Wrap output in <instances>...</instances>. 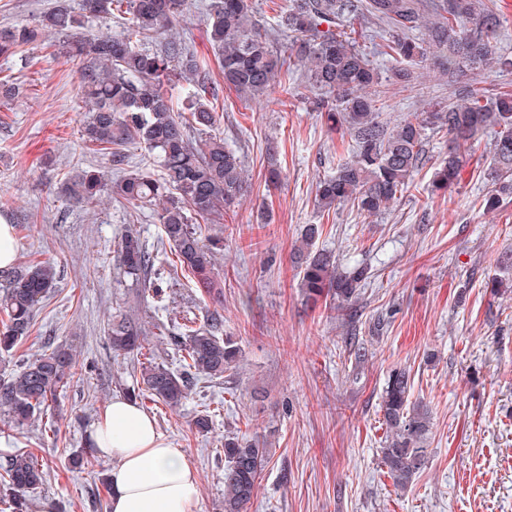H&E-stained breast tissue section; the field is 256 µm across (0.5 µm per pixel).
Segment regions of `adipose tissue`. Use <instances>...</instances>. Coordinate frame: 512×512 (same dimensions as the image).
Returning <instances> with one entry per match:
<instances>
[{
	"instance_id": "adipose-tissue-1",
	"label": "adipose tissue",
	"mask_w": 512,
	"mask_h": 512,
	"mask_svg": "<svg viewBox=\"0 0 512 512\" xmlns=\"http://www.w3.org/2000/svg\"><path fill=\"white\" fill-rule=\"evenodd\" d=\"M89 441L111 458V512H198V474L180 448L167 446L137 401L118 396L93 423Z\"/></svg>"
}]
</instances>
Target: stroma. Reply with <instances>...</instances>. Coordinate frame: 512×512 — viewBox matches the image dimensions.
Instances as JSON below:
<instances>
[{
    "label": "stroma",
    "instance_id": "obj_1",
    "mask_svg": "<svg viewBox=\"0 0 512 512\" xmlns=\"http://www.w3.org/2000/svg\"><path fill=\"white\" fill-rule=\"evenodd\" d=\"M206 2L188 0L183 36L221 87L218 132L241 158L248 182L223 226L197 229L224 237V329L239 341L243 359L230 376L199 380L179 407L139 400L165 443L184 449L195 467L200 512H224V437L236 431L267 438L270 451L248 512H512V297L494 294L490 284L512 266V200L489 213L480 207L493 188L489 137L474 141V163L448 191L429 185L448 150L444 136L431 134L413 185L385 212L368 217L348 202L322 214L316 184L351 150V135L328 129L314 107L319 90L299 71L251 102L224 88L199 23ZM353 27L382 77L385 126L428 102L457 99L435 64L422 69L419 91H406L393 76L398 64L386 53L381 24L358 20ZM53 41L48 33L15 58H0V79L22 91L0 98V220L13 226L16 265L49 260L59 275L28 337L0 357V374L65 343L76 352V375L41 421L21 429L0 413V462L22 449L46 463L32 512H102L109 495L101 478L111 459L95 455L73 470L68 458L138 373L135 356H113L107 346L113 312L135 311L155 328L175 317L202 319L213 301L189 273L167 278L174 257L159 244L151 209L117 197L76 207L62 194V182L85 168L113 181L118 175L109 155L82 140L88 114L78 66L56 56ZM273 157L281 169L275 184L265 180ZM306 224L323 225L317 246L342 266L364 262L374 270L354 324L300 293L291 254ZM128 228L165 273L163 300L142 294L113 261ZM354 338L368 354L360 366L349 352ZM397 367L410 369L413 397L431 415L428 462L404 490L393 485L380 453L379 402ZM208 408L211 428L201 435L194 421Z\"/></svg>",
    "mask_w": 512,
    "mask_h": 512
}]
</instances>
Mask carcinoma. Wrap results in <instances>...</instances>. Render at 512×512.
Masks as SVG:
<instances>
[{
  "mask_svg": "<svg viewBox=\"0 0 512 512\" xmlns=\"http://www.w3.org/2000/svg\"><path fill=\"white\" fill-rule=\"evenodd\" d=\"M187 0H69L57 4L37 25L0 28V57L9 58L37 40L40 31L62 36L60 53L80 61V82L90 113L83 141L112 157V169L130 163L127 151L142 148L151 165L110 181L97 170H83L65 181V193L75 204H89L115 195L136 207H150L162 225V243L177 258L173 270L188 271L197 287L221 297L216 270L222 238L206 242L193 222L221 224L224 210L245 191L247 180L240 158L214 134L218 115L202 102L218 89L209 82L205 65L191 53L178 28L186 17ZM121 20L118 31L103 33L89 19ZM385 21L392 27L388 55L416 65L433 56L456 83L467 66L494 69L512 64L499 53L500 20L485 0H288L278 28L290 34L285 49H277L255 16L253 0H209L205 22L215 46L224 85L244 101L264 96L283 67L304 68L310 85L325 92L316 108L329 129L346 128L353 150L336 160L333 174L319 181L317 207L329 211L351 202L369 216L385 211L408 191L422 160L425 131L448 137V154L433 176L435 191L457 182L471 161L468 144L493 133L489 176L497 186L481 207L493 211L512 194V94L491 93L483 86H464L461 97L442 106L428 104L415 120L391 129L381 122L377 100L368 90L381 77L368 56L346 32L348 22L361 18ZM327 29H321L322 24ZM422 28L417 41L410 33ZM159 42V47L148 44ZM183 90L185 117L174 110L171 87ZM198 132L192 138L188 128ZM324 225L308 224L295 249L299 288L314 304L330 299L339 312H350L371 278V267L356 264L339 269L336 258L316 247ZM117 264L141 281L143 290L157 294L153 276L156 256L140 235L127 229L116 247ZM0 309L7 323L0 330V353L9 354L29 333L36 308L55 288L57 272L49 261L31 262L5 275ZM179 363L175 368L152 361L126 387L132 397L146 396L174 408L182 404L194 380L219 379L239 367L242 350L224 334V314L206 310L200 322L180 325ZM151 332L126 310L112 314L108 332L112 353H141ZM73 350L59 345L34 355L6 379H0V411L24 426L39 419L57 393L74 377ZM414 380L409 370L393 369L387 379L380 412L386 426L381 460L388 477L401 489L410 486L430 455V413L412 400ZM224 512H246L258 481L269 463L267 441L246 435L224 439ZM47 469L39 458L16 452L0 466V499L12 512H28L29 495L45 482Z\"/></svg>",
  "mask_w": 512,
  "mask_h": 512,
  "instance_id": "carcinoma-1",
  "label": "carcinoma"
}]
</instances>
